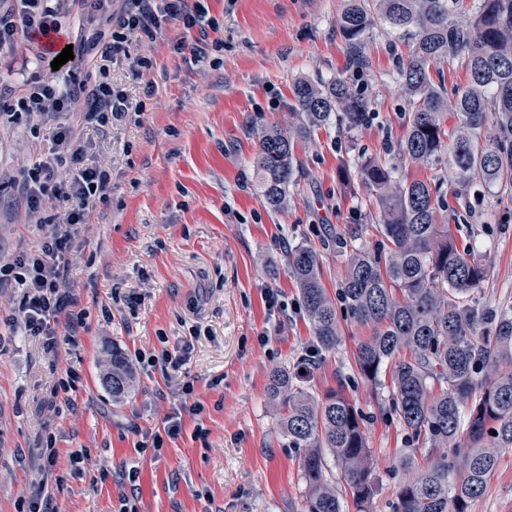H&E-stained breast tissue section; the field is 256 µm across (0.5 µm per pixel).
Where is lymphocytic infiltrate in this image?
Instances as JSON below:
<instances>
[{"label": "lymphocytic infiltrate", "mask_w": 512, "mask_h": 512, "mask_svg": "<svg viewBox=\"0 0 512 512\" xmlns=\"http://www.w3.org/2000/svg\"><path fill=\"white\" fill-rule=\"evenodd\" d=\"M10 12L0 14V49L17 34H46L58 30L70 13L84 24L78 35L82 57L91 69L126 65L133 77L152 68L147 56L135 53L142 37L161 34L169 21L193 30L208 25V10L201 0H124L113 12L112 0H16ZM19 113L52 121L51 146L45 159L35 161L25 175L30 213L53 205L54 215L42 220L46 231L32 254L18 256L0 267V278H12L22 288L19 311L26 335L40 337L46 352H56L62 335H75L82 323L72 309L78 299L64 284L70 274L67 254L80 225L89 223L98 203L105 201L110 175L99 165L85 162V146L75 123L102 128L132 108L126 95L111 83L94 80L77 67H60L48 81L28 82L16 100ZM71 175L58 176L61 167Z\"/></svg>", "instance_id": "f902f5d3"}]
</instances>
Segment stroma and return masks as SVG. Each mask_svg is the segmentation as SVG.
<instances>
[{
    "label": "stroma",
    "instance_id": "obj_1",
    "mask_svg": "<svg viewBox=\"0 0 512 512\" xmlns=\"http://www.w3.org/2000/svg\"><path fill=\"white\" fill-rule=\"evenodd\" d=\"M204 4L218 27L201 61L171 48L183 37L195 41L198 30L174 22L156 39H141L152 68L136 80L116 64L107 79L143 112L83 131L87 163L110 166L107 200L80 226L70 255L67 286L84 329L46 353L38 338L10 325L20 288L0 285V512H22L41 484L56 512H297L300 452L277 431L266 389L274 365L304 370L317 395L342 389L368 416L371 512H392L399 483L426 463L423 451L404 462L390 371L379 387L359 376L356 345L371 336L370 325L341 317L339 346L312 357L310 323L285 260L288 245L313 247L323 284L336 294L345 252L377 240L376 209L358 178L362 161L398 166L410 180L434 177V169L399 161L389 144L407 128L409 102L395 67L410 47L376 24L365 63L355 67L337 26L345 0ZM45 49L40 37H23L0 54V97L27 78L51 76ZM301 78L346 81L369 98L370 118L358 130L335 122L298 142L288 203L273 212L256 184L258 136L287 124L291 86ZM50 145L48 125L26 116L0 121V264L35 250L43 235L20 183L24 167ZM472 191L474 212L448 217L450 231L489 267L480 302L510 303L512 193L479 179ZM115 347L135 374L133 393L119 401L102 384ZM165 351L183 361L164 374L148 359ZM71 371L75 380L60 389ZM188 381L203 412L185 419L161 451L150 450ZM49 442L60 488L41 469ZM470 512H512V451L501 455Z\"/></svg>",
    "mask_w": 512,
    "mask_h": 512
}]
</instances>
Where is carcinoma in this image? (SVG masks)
<instances>
[{
	"instance_id": "carcinoma-1",
	"label": "carcinoma",
	"mask_w": 512,
	"mask_h": 512,
	"mask_svg": "<svg viewBox=\"0 0 512 512\" xmlns=\"http://www.w3.org/2000/svg\"><path fill=\"white\" fill-rule=\"evenodd\" d=\"M462 3L347 0L338 28L354 57L363 55L379 20L412 39L408 61L397 70L412 106L397 153L438 168L455 201L468 208L478 177L512 188V0H480L467 21L456 19ZM458 58L468 82L448 94L434 84L430 68ZM291 92L288 127L264 130L257 151L261 200L274 211L285 204L298 169L294 141L335 116L358 128L370 115L369 101L340 79H299ZM450 112L458 119L451 130L445 126ZM359 173L379 211L380 240L347 254L338 297L352 319L374 326L356 347L360 376L375 382L382 365L394 363L392 408L408 438L405 460L422 448L429 453L427 467L397 488L393 512H469L501 452L512 449V304L486 306L474 297L488 267L459 249L449 225L438 223L445 204L430 181H402L375 158L364 160ZM286 259L316 350L336 349L341 327L317 254L296 245ZM480 366L486 369L481 381L475 378ZM104 382L115 400L133 387L129 361L116 348ZM267 392L279 409L278 431L301 450L300 512H344L347 497L357 512H371L375 476L362 410L341 390L315 395L284 366L269 370ZM327 453L340 469L338 482L326 475Z\"/></svg>"
}]
</instances>
